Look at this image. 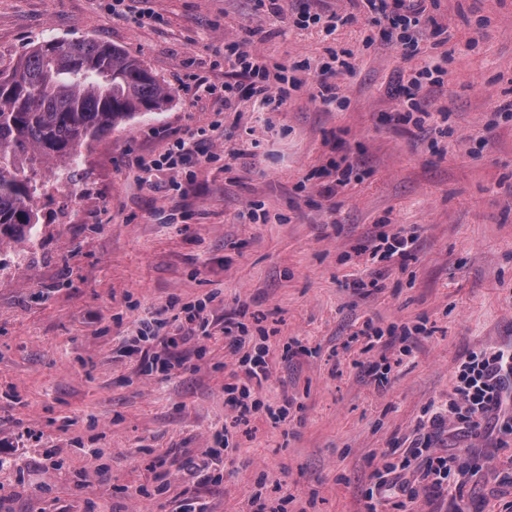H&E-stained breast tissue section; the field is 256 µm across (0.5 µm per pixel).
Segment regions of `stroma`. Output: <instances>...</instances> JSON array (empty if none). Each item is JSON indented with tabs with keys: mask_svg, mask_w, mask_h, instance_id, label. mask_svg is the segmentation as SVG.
<instances>
[{
	"mask_svg": "<svg viewBox=\"0 0 512 512\" xmlns=\"http://www.w3.org/2000/svg\"><path fill=\"white\" fill-rule=\"evenodd\" d=\"M107 4L0 0L1 71L42 40L87 39L172 92L80 147L77 197L46 187L68 164L44 163L38 231L0 252V512H179L189 491L209 512H363L371 487L378 512H512V435L496 416L434 434L464 488L426 498L417 466H400L462 359L512 351V0H427L413 48L370 24L366 0ZM235 43L292 70L282 111L250 97ZM428 67L415 101L397 93ZM199 79L238 90L226 100ZM322 79L336 103L315 99ZM414 108L423 126L402 122ZM199 127L205 157L143 174L139 159ZM405 233L411 255L385 259ZM378 269L382 288L368 287ZM186 306L205 335L146 372L128 349L141 321ZM228 321L270 346L244 422ZM223 431L221 481L189 472Z\"/></svg>",
	"mask_w": 512,
	"mask_h": 512,
	"instance_id": "stroma-1",
	"label": "stroma"
}]
</instances>
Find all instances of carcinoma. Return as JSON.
I'll return each instance as SVG.
<instances>
[{
  "mask_svg": "<svg viewBox=\"0 0 512 512\" xmlns=\"http://www.w3.org/2000/svg\"><path fill=\"white\" fill-rule=\"evenodd\" d=\"M170 99L140 59L85 39L45 41L0 72V247L36 231L38 164L73 165L86 141L139 112L162 111Z\"/></svg>",
  "mask_w": 512,
  "mask_h": 512,
  "instance_id": "carcinoma-1",
  "label": "carcinoma"
}]
</instances>
